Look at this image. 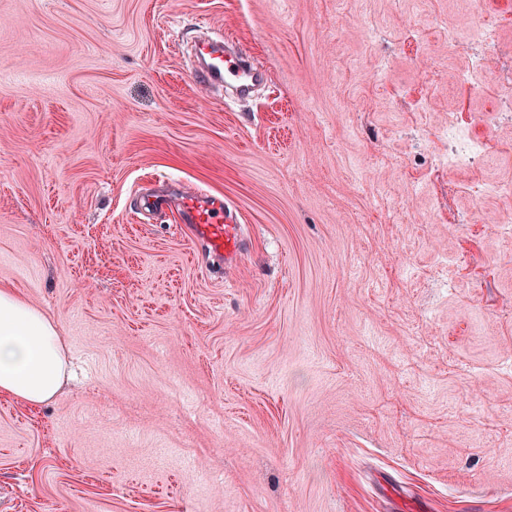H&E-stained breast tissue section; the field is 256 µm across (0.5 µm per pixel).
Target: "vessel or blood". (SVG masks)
I'll use <instances>...</instances> for the list:
<instances>
[{"instance_id":"obj_1","label":"vessel or blood","mask_w":512,"mask_h":512,"mask_svg":"<svg viewBox=\"0 0 512 512\" xmlns=\"http://www.w3.org/2000/svg\"><path fill=\"white\" fill-rule=\"evenodd\" d=\"M196 59L199 66L195 73L206 88L221 87L239 98L250 96L258 75L244 67L240 53L226 52L223 38L199 46ZM225 211L223 198L202 192L181 196L180 212L195 239L210 256L229 265L242 254L244 228L228 220Z\"/></svg>"}]
</instances>
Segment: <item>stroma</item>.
Masks as SVG:
<instances>
[{
  "label": "stroma",
  "mask_w": 512,
  "mask_h": 512,
  "mask_svg": "<svg viewBox=\"0 0 512 512\" xmlns=\"http://www.w3.org/2000/svg\"><path fill=\"white\" fill-rule=\"evenodd\" d=\"M483 14L479 71L459 0H0V286L71 370L0 393V512H512V0ZM200 27L254 98L197 88ZM181 190L244 224L231 268L139 209Z\"/></svg>",
  "instance_id": "1"
}]
</instances>
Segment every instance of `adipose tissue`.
Segmentation results:
<instances>
[{
  "mask_svg": "<svg viewBox=\"0 0 512 512\" xmlns=\"http://www.w3.org/2000/svg\"><path fill=\"white\" fill-rule=\"evenodd\" d=\"M66 377L55 324L0 287V391L31 403L52 399Z\"/></svg>",
  "mask_w": 512,
  "mask_h": 512,
  "instance_id": "adipose-tissue-1",
  "label": "adipose tissue"
}]
</instances>
